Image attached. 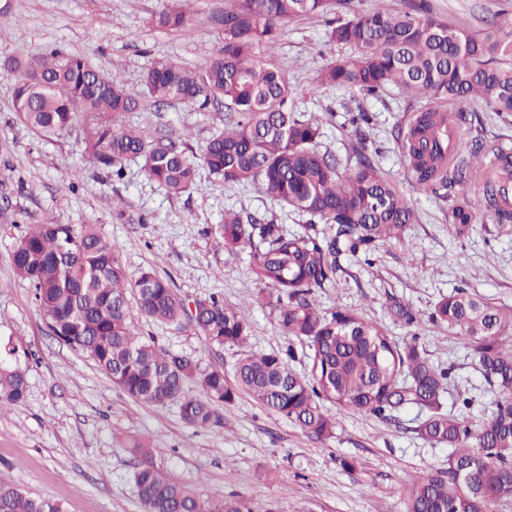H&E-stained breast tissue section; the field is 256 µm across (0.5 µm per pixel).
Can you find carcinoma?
I'll use <instances>...</instances> for the list:
<instances>
[{"label": "carcinoma", "instance_id": "cac0c4a2", "mask_svg": "<svg viewBox=\"0 0 512 512\" xmlns=\"http://www.w3.org/2000/svg\"><path fill=\"white\" fill-rule=\"evenodd\" d=\"M344 0H228L220 23L224 42L200 69L162 59L133 92L78 54L53 48L19 53L0 64L17 74V119L51 138L81 128L88 162L124 176V164L140 162L146 176L171 196L198 188L204 168L226 186L257 184L282 206L305 218L303 231L238 213L224 214V249L244 251L254 280L276 297L279 325L311 350V378L288 364L292 351H243L234 380L221 369L202 370L187 354L171 352L137 335L133 316L166 324L184 319L218 347H240L250 326L240 307L212 294L195 302V313L152 269L128 276L119 251L94 225L37 224L14 246L17 276L30 283L40 311L57 340L88 354L112 383L144 404L178 405L193 426L223 428L242 394L296 422L318 439L329 437L336 417L322 403L379 417L418 409L415 432L431 444H446L448 468L411 478L405 485L408 512H487L512 497V310L506 312L464 288L441 297L430 320L466 340L470 356L489 388L495 408L478 426L445 406L452 368L436 366L416 342L397 344L387 331L349 309L324 311L315 294L334 285L342 256L366 264L387 244H404L415 211L395 184L363 152L348 167L319 149L321 121L296 111L294 89L272 50L282 27L309 16L334 15L327 41L349 49L319 72L317 84L376 96L396 88L413 99L448 105V112L480 99L495 112H512V22L494 17L479 32L451 28L422 2L408 10L377 7L351 18L338 14ZM182 9L159 14V26L181 29ZM141 98L205 109L224 106V127L201 153L179 136H156L124 126L119 118ZM402 150L426 192L458 187L448 223L469 230L491 210L499 224L512 223V205L502 198L499 178L477 173L463 158L439 165L448 154V118L428 107L403 135ZM134 295L130 303L128 295ZM396 320L412 327L417 315L394 299ZM26 373L0 359V408L23 399ZM154 449L141 442L132 453L143 459L133 478L147 512H240L236 503L213 501L194 486L170 480L153 462ZM0 512H64L53 499L0 488Z\"/></svg>", "mask_w": 512, "mask_h": 512}]
</instances>
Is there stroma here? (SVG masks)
I'll list each match as a JSON object with an SVG mask.
<instances>
[{
  "instance_id": "obj_1",
  "label": "stroma",
  "mask_w": 512,
  "mask_h": 512,
  "mask_svg": "<svg viewBox=\"0 0 512 512\" xmlns=\"http://www.w3.org/2000/svg\"><path fill=\"white\" fill-rule=\"evenodd\" d=\"M436 17L476 32L495 14L512 12V0H430ZM174 0H0V61L25 50L61 47L95 70L117 75L139 89L151 65L169 59L198 69L215 54L224 29L215 18L224 0H193L187 26L170 30L155 17ZM325 21L309 17L285 24L274 57L295 89L297 111L323 119L322 150L339 158L365 152L410 201L416 216L406 242L381 249L372 264L344 257L335 284L317 292L325 310L343 307L383 327L396 342L416 340L430 362L452 369L448 401L473 398L466 417L490 416L495 393L485 384L464 340L433 324L428 314L459 288L512 308V224L490 216L455 234L449 200L423 193L401 149L420 102L390 90L377 96L316 83L338 56L326 43ZM13 74L0 72V353L26 371L21 403L0 410V486L60 501L65 512H145L128 447L157 446L154 462L175 481L203 496L239 503L241 512H407L410 477L445 468L449 448L426 443L414 432L415 411L380 418L351 410L337 418L333 437L319 440L241 396L224 429L188 425L177 405H146L121 391L88 354L60 345L37 308L34 289L19 279L11 252L36 224H92L118 248L128 275L151 267L187 305L222 294L243 306L251 324L246 350L292 351L291 368L309 375L310 351L278 325L273 297L258 285L246 254H230L219 237L225 211L254 214L300 231L302 217L281 209L254 186L202 180L201 190L167 195L128 162L122 181L89 164L75 133L53 140L17 123ZM467 116L460 154L475 143H512V114L484 102L463 103ZM148 132L188 135L194 149L224 124L220 105L198 109L144 101L121 117ZM409 304L421 318L403 326L390 300ZM134 330L162 347L197 357L201 368L234 375L237 351L209 347L193 327L138 318Z\"/></svg>"
}]
</instances>
